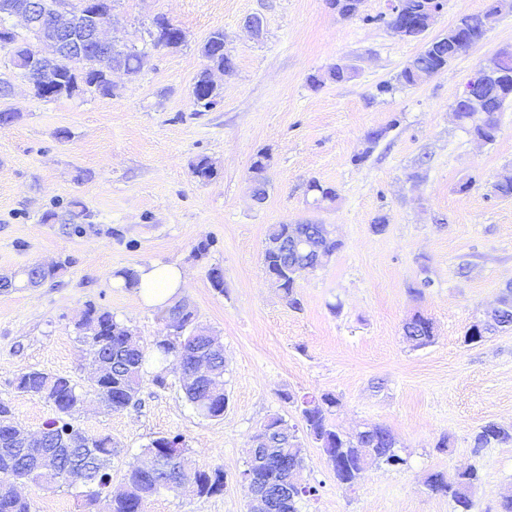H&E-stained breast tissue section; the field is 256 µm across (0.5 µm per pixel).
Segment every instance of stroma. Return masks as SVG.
<instances>
[{"label": "stroma", "instance_id": "obj_1", "mask_svg": "<svg viewBox=\"0 0 512 512\" xmlns=\"http://www.w3.org/2000/svg\"><path fill=\"white\" fill-rule=\"evenodd\" d=\"M388 0H363L344 19L328 0H112L103 35L143 52L140 73L112 74L113 91L87 90L44 100L0 48V79L11 94L0 110V399L37 432L55 415L45 400L19 394L16 379L39 369L91 389L93 371L76 327L84 310L112 313L144 343L163 332L158 308L140 305L117 271L149 261L177 262L190 286L182 298L196 323L224 345L229 397L224 417L199 416L178 374L146 365L140 402L119 413L89 399L77 416L88 432L110 436L111 490L154 439L182 434L194 458L222 467L226 484L208 498L166 490L147 512H251L239 479L246 448L262 421L278 414L306 454L304 480L315 486L300 512H452L425 481L441 471L476 468L472 512H500L512 495V443L473 453L481 425L512 428V330L477 344L466 329L497 307L512 283V197L492 185L512 169V99L494 142L474 138L452 114L455 100L485 61L512 45V10L448 69L415 86L399 82L419 40L393 33L381 17ZM263 19L259 35L244 21ZM162 17L185 30L177 48L153 47L148 30ZM234 58L215 73L223 98L196 111L191 89L206 66L201 48L214 30ZM350 80L329 77L336 64ZM323 78L312 88L310 76ZM390 132L364 162L365 133ZM271 157L269 196L253 204L250 168ZM208 159L213 178L193 166ZM336 188V202L316 207L310 181ZM467 192H460L462 184ZM85 213L83 233L60 230L69 212ZM386 217L375 231L377 217ZM274 224H328L341 246L297 282L301 309L290 308L262 266ZM209 240L206 254H195ZM63 263L57 277L31 287L24 269ZM220 268L224 289L208 273ZM431 278L433 288L420 287ZM432 320L435 339L414 348L402 335L414 314ZM163 373L164 385L153 378ZM330 393L331 422L342 432L379 424L398 438L406 466L370 467L351 488L333 468L284 394ZM448 446L438 449L440 439ZM31 512H88L76 488H20Z\"/></svg>", "mask_w": 512, "mask_h": 512}]
</instances>
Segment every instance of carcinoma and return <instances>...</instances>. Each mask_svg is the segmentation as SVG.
Segmentation results:
<instances>
[{
  "instance_id": "1",
  "label": "carcinoma",
  "mask_w": 512,
  "mask_h": 512,
  "mask_svg": "<svg viewBox=\"0 0 512 512\" xmlns=\"http://www.w3.org/2000/svg\"><path fill=\"white\" fill-rule=\"evenodd\" d=\"M93 10L104 16L109 15L108 0H83L75 14L77 26H82L85 13ZM498 16L496 4L492 3L484 12L465 16L447 32L427 40L402 69L400 80L406 85H416L445 71L450 61L467 51L468 45L482 40ZM185 39V32L178 26L165 19L156 21L153 45L176 47ZM11 41L14 66L22 70L34 94L42 99L69 97L84 87L109 95L112 93V82L107 79L109 72L122 69L135 75L141 68L139 52L118 46L105 55L91 52L83 59L74 61L49 55L45 63L54 72L56 80L52 87L47 88L28 68L29 59L34 53L33 46L14 37ZM202 53L210 67L195 77L191 95L197 111L207 112L222 98L220 86L211 79L210 68L224 70L233 64L232 56L224 51V31L212 32L202 47ZM487 67L499 74L512 76V53L495 56ZM487 94L489 105L483 116L472 120L464 115L461 121L473 136L491 143L499 129L498 114L505 101L512 96V86L498 88L491 85L487 88ZM396 125L397 120L393 119L386 127L367 132L365 148L355 154V161L366 160ZM269 165L270 156L259 152L251 166L255 172L257 192L263 199L268 195L265 173ZM309 188L314 192V202L319 205L332 203L337 198L335 188L315 180L309 183ZM310 228L309 224H276L269 230L263 251L264 271L279 277L283 297L293 309L301 307L295 288L304 269L298 265H288V254L282 252L277 242L288 239L290 233L296 235ZM59 269L57 264H36L28 267L24 275L27 276V284L37 286L54 279ZM161 320L164 322V332L154 340L158 360L173 362L179 372H193L199 351L205 346L203 337L192 335L194 310L185 301H177L162 310ZM79 327L96 332L94 336L85 337L84 343L89 359L106 363L105 378L100 385L89 393L79 390L77 384L67 376L40 370L22 373L16 382L18 392L46 400L56 412V418L32 436L26 448L20 447L17 441L19 424L11 403L0 400V512H31L29 501L16 491L17 482H32L51 489L79 486L84 489L86 504L90 506L99 503L107 487L112 457L119 450L112 447L110 437L90 434L76 425L75 414L91 396L112 412L136 405L146 352L134 330L117 322L107 311L88 309ZM403 335L415 348L429 346L434 341L432 321L420 317L412 324L406 323ZM209 361L206 383H193L184 388V393L199 415L217 420L224 417L228 404L224 390V352H210ZM284 400L295 405L307 434L331 461L339 484L353 487L368 465L397 468L407 464V460L399 454L398 438L385 426L374 425L351 435L337 431L330 423L332 408L337 405L334 396L323 394L309 403L288 395L284 396ZM280 421L282 417L273 415L263 422L261 428L268 434V448L249 449L246 461V469L254 471L261 483L271 486L288 484V467H296L300 471L305 467V448L295 434L281 433L275 429ZM509 440L512 441V432L488 422L474 432L472 448L478 453L493 443ZM145 452L152 458H165L164 464L153 470L136 464L130 466L122 491L106 500L104 512H146L148 501L156 493L162 489L176 493L187 480L192 482V493L199 498L210 497L224 490L223 468L198 464L192 459L180 434L153 440ZM478 480L475 470L459 472L452 478L435 472L427 486L431 492L448 497L453 512H471V490Z\"/></svg>"
}]
</instances>
